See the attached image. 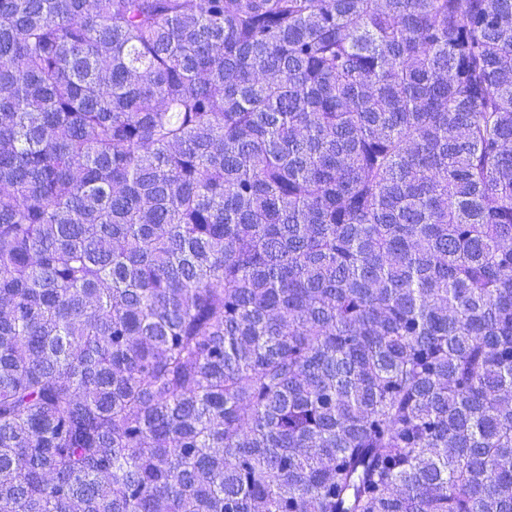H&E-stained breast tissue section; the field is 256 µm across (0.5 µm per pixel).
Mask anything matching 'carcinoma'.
Wrapping results in <instances>:
<instances>
[{"instance_id": "1", "label": "carcinoma", "mask_w": 512, "mask_h": 512, "mask_svg": "<svg viewBox=\"0 0 512 512\" xmlns=\"http://www.w3.org/2000/svg\"><path fill=\"white\" fill-rule=\"evenodd\" d=\"M0 512H512V0H0Z\"/></svg>"}]
</instances>
